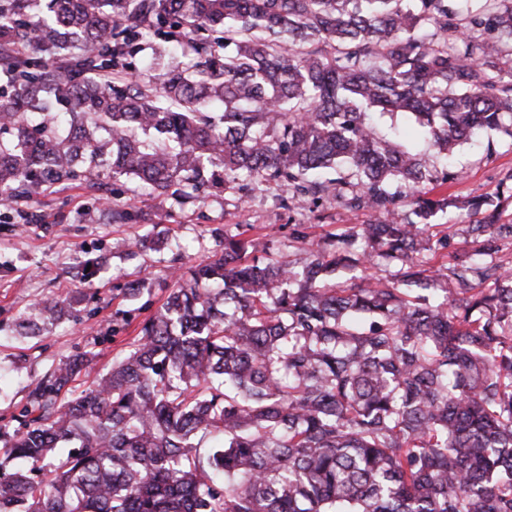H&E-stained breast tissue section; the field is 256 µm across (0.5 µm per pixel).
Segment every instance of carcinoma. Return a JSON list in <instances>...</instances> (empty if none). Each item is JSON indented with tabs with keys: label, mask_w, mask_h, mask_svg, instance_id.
Segmentation results:
<instances>
[{
	"label": "carcinoma",
	"mask_w": 512,
	"mask_h": 512,
	"mask_svg": "<svg viewBox=\"0 0 512 512\" xmlns=\"http://www.w3.org/2000/svg\"><path fill=\"white\" fill-rule=\"evenodd\" d=\"M143 28L153 84L112 72ZM372 112L445 159L512 139V0H0V200L102 169L372 217L300 267L226 234L91 386V351L28 384L0 512H512V173L436 193L462 172ZM463 209L474 248L431 265L432 219ZM77 302L41 300L19 334ZM376 123L378 128L383 132H390L393 129H403L409 135L406 138V144L410 146H415L417 150H419L422 154H424L427 159L428 165L433 167L440 168V160L433 149L428 148L424 144H416V142L411 137V130L413 128V123L405 116H391L389 114H385L383 116H376Z\"/></svg>",
	"instance_id": "carcinoma-1"
}]
</instances>
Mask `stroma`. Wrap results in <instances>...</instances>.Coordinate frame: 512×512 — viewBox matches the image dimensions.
Masks as SVG:
<instances>
[{
	"instance_id": "35a3bbf8",
	"label": "stroma",
	"mask_w": 512,
	"mask_h": 512,
	"mask_svg": "<svg viewBox=\"0 0 512 512\" xmlns=\"http://www.w3.org/2000/svg\"><path fill=\"white\" fill-rule=\"evenodd\" d=\"M455 157L465 175L447 183V191L491 193L512 171V138L482 136L458 145ZM30 211L25 222L13 212L0 213V425L12 427L27 385L59 360L94 352L75 382L81 390L110 369L175 287L178 268L212 255L225 234L246 233L258 246L295 260V235L316 241L371 220L368 212L333 203L289 210L273 188L244 200L228 190L184 203L105 172L31 195ZM89 262L95 268L87 277L83 267ZM136 281L142 293L125 298L124 288ZM75 290L84 301L70 319L39 336H19L16 324L35 301Z\"/></svg>"
}]
</instances>
